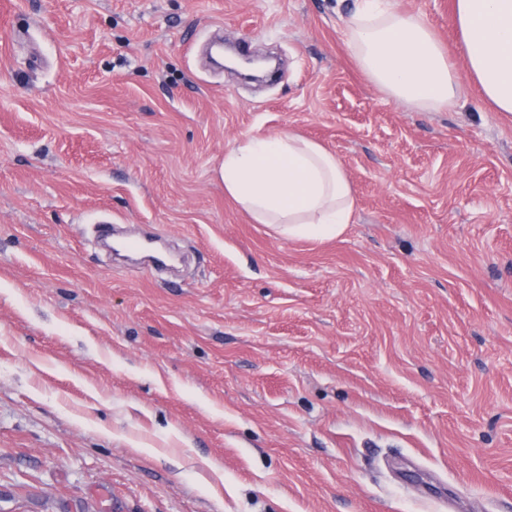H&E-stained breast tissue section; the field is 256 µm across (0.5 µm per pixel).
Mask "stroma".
Here are the masks:
<instances>
[{
    "label": "stroma",
    "instance_id": "1",
    "mask_svg": "<svg viewBox=\"0 0 512 512\" xmlns=\"http://www.w3.org/2000/svg\"><path fill=\"white\" fill-rule=\"evenodd\" d=\"M390 4L464 70L454 0ZM354 5L0 0V512H512V115L389 96ZM288 129L340 237L224 193ZM224 193L257 224L307 239L340 236L356 194L342 162L321 144L292 132L248 137L224 154Z\"/></svg>",
    "mask_w": 512,
    "mask_h": 512
}]
</instances>
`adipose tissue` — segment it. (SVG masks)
<instances>
[{
  "mask_svg": "<svg viewBox=\"0 0 512 512\" xmlns=\"http://www.w3.org/2000/svg\"><path fill=\"white\" fill-rule=\"evenodd\" d=\"M471 81L497 111L512 113V0H454ZM347 43L361 72L390 96L422 109L452 107L461 94L450 55L425 21L389 0H358ZM224 192L258 224L307 239L340 236L356 194L342 162L292 132L248 137L224 155Z\"/></svg>",
  "mask_w": 512,
  "mask_h": 512,
  "instance_id": "ef3b65f1",
  "label": "adipose tissue"
}]
</instances>
